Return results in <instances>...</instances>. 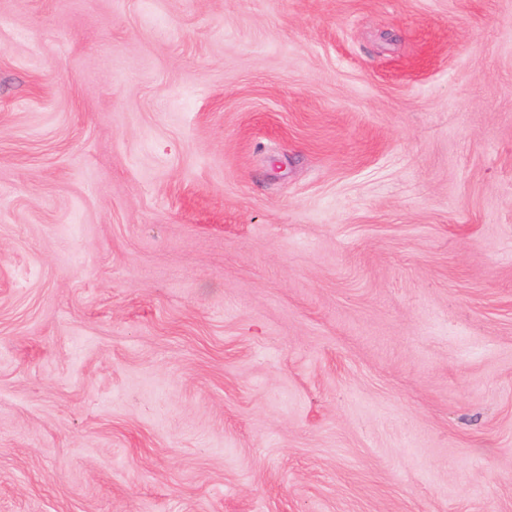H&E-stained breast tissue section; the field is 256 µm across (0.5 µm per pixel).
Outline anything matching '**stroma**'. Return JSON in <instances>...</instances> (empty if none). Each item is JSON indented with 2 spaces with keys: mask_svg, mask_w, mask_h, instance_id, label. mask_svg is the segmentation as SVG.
<instances>
[{
  "mask_svg": "<svg viewBox=\"0 0 512 512\" xmlns=\"http://www.w3.org/2000/svg\"><path fill=\"white\" fill-rule=\"evenodd\" d=\"M0 512H512V0H0Z\"/></svg>",
  "mask_w": 512,
  "mask_h": 512,
  "instance_id": "stroma-1",
  "label": "stroma"
}]
</instances>
